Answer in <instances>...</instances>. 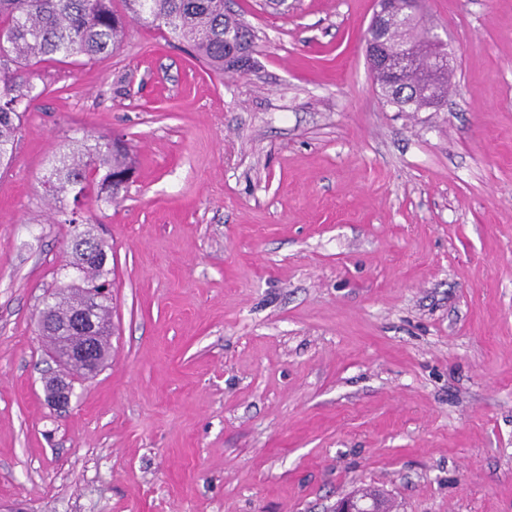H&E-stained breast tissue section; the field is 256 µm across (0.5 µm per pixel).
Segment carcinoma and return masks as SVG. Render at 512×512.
<instances>
[{
  "label": "carcinoma",
  "mask_w": 512,
  "mask_h": 512,
  "mask_svg": "<svg viewBox=\"0 0 512 512\" xmlns=\"http://www.w3.org/2000/svg\"><path fill=\"white\" fill-rule=\"evenodd\" d=\"M125 13L112 7V0H0V165L14 157L22 117L35 100L36 67L51 61L85 57L95 60L117 49L126 37V18L164 29L170 38L187 45L190 53L213 71H231L228 56L239 49L254 50L252 27L224 7V0H123ZM411 38L400 23L385 27L377 36L383 48L392 51L412 43L420 51L429 30L421 21L412 27ZM374 67V80L384 102L399 112H426L448 94V72L432 87L420 86L411 77L407 90L391 85L378 57L367 54ZM128 168V152L112 151V137L101 136L93 145L59 155L47 180L56 193L73 195V201L94 193L107 202L117 198L121 186L112 185V174ZM99 257L85 258L73 250L75 281L52 293L49 304L52 324L41 329L49 343H57L61 329L74 306L92 297L91 289L109 284L110 270L97 245ZM109 295L96 302L98 353L106 358L112 335Z\"/></svg>",
  "instance_id": "obj_1"
}]
</instances>
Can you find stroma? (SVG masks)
Masks as SVG:
<instances>
[{
  "mask_svg": "<svg viewBox=\"0 0 512 512\" xmlns=\"http://www.w3.org/2000/svg\"><path fill=\"white\" fill-rule=\"evenodd\" d=\"M257 35L219 74L129 24L42 64L0 166V512H512V0H423L453 76L384 105L376 0H226ZM123 135L112 202L49 199L56 156ZM79 208L107 247L111 353L39 330Z\"/></svg>",
  "mask_w": 512,
  "mask_h": 512,
  "instance_id": "stroma-1",
  "label": "stroma"
}]
</instances>
